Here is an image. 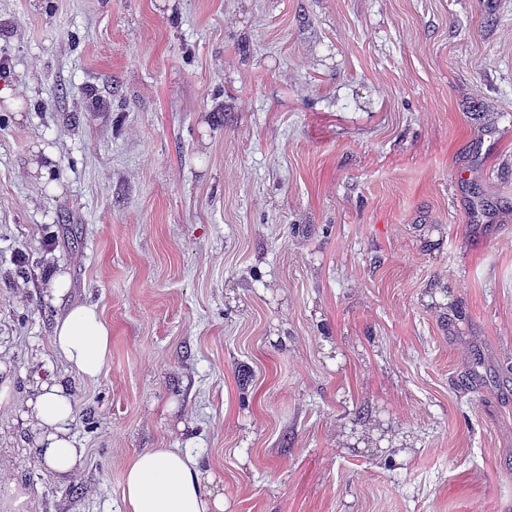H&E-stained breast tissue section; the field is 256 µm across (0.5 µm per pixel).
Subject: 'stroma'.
Wrapping results in <instances>:
<instances>
[{"label": "stroma", "instance_id": "obj_1", "mask_svg": "<svg viewBox=\"0 0 512 512\" xmlns=\"http://www.w3.org/2000/svg\"><path fill=\"white\" fill-rule=\"evenodd\" d=\"M1 59L0 512H124L148 448L224 512H512V0H0ZM52 345L56 353L77 373L97 379L110 356L111 331L96 305L80 304L55 323ZM27 407L36 455L61 477L76 473L82 465L84 448H78L70 435L74 402L69 387L55 380L45 382Z\"/></svg>", "mask_w": 512, "mask_h": 512}]
</instances>
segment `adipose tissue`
Wrapping results in <instances>:
<instances>
[{
    "label": "adipose tissue",
    "instance_id": "obj_1",
    "mask_svg": "<svg viewBox=\"0 0 512 512\" xmlns=\"http://www.w3.org/2000/svg\"><path fill=\"white\" fill-rule=\"evenodd\" d=\"M56 353L87 379L98 378L109 359L111 331L93 304L68 310L55 323ZM37 456L57 475L76 473L84 451L70 434L74 402L68 386L41 385L27 403ZM197 457L180 448H151L134 455L123 479L125 512H224L223 495L213 491Z\"/></svg>",
    "mask_w": 512,
    "mask_h": 512
}]
</instances>
